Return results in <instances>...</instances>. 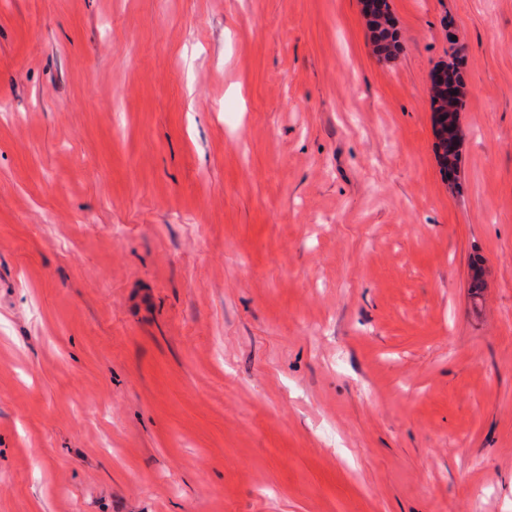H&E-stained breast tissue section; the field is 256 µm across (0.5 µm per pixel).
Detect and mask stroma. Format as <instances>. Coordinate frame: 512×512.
<instances>
[{
    "instance_id": "1",
    "label": "stroma",
    "mask_w": 512,
    "mask_h": 512,
    "mask_svg": "<svg viewBox=\"0 0 512 512\" xmlns=\"http://www.w3.org/2000/svg\"><path fill=\"white\" fill-rule=\"evenodd\" d=\"M389 4L0 0V512H512V0ZM378 1L382 3L378 5L375 17L370 20L371 36L379 54H385V57L388 58L394 56L400 48L398 32L392 23V19L386 23L380 22L383 13L390 15V8L387 0ZM382 5L384 10L381 9ZM444 70L448 74V80L454 85V91L457 95L448 96L439 89L438 86L432 85V80L435 79L434 71L429 73L428 83L432 85L430 88V95L433 107V127L437 139V150L440 164L448 177L454 175L459 162V147L463 139V131L461 129L459 112L461 109L462 98V77L458 71L457 63L452 61L446 64H441L435 67V70ZM445 117V120H442ZM445 135L450 140L445 139ZM456 140L457 148L452 150V142Z\"/></svg>"
}]
</instances>
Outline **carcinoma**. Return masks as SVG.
I'll use <instances>...</instances> for the list:
<instances>
[{
	"mask_svg": "<svg viewBox=\"0 0 512 512\" xmlns=\"http://www.w3.org/2000/svg\"><path fill=\"white\" fill-rule=\"evenodd\" d=\"M380 2H382L383 8L377 10L375 17L370 20V29L372 40L379 54L388 58L398 52L400 44L398 32L393 23L390 21L380 22L383 14L390 13L387 0H380ZM437 69L447 72L448 80L454 85L455 91V94L448 96L435 85L430 88L438 157L444 171L447 175L452 176L456 174L459 162V151L452 150V142L459 143L463 139L459 118L463 82L456 62L441 64L437 66Z\"/></svg>",
	"mask_w": 512,
	"mask_h": 512,
	"instance_id": "1",
	"label": "carcinoma"
}]
</instances>
